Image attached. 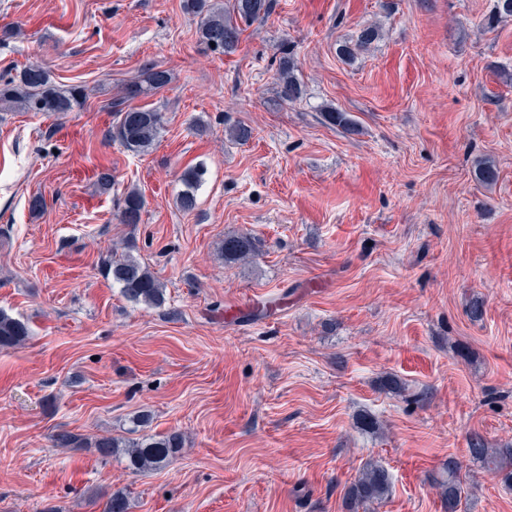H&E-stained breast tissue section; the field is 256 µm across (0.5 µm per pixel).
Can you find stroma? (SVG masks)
I'll return each mask as SVG.
<instances>
[{
	"instance_id": "1",
	"label": "stroma",
	"mask_w": 512,
	"mask_h": 512,
	"mask_svg": "<svg viewBox=\"0 0 512 512\" xmlns=\"http://www.w3.org/2000/svg\"><path fill=\"white\" fill-rule=\"evenodd\" d=\"M490 6L276 0L222 56L183 0H0V80L36 60L87 92L62 115L0 112V310L30 331L0 350V512H103L117 491L128 512H444L451 456L457 512H512V487L468 452L474 434L512 445V19L485 28ZM368 25L380 39L344 62L338 44ZM285 56L294 103L278 98ZM147 65L172 81L135 100L164 114L137 155L112 102ZM237 122L247 143L224 134ZM199 164L186 213L180 177ZM132 189L133 227L116 218ZM230 235L263 247L225 262ZM124 248L163 307L107 277ZM61 430L84 445L56 447ZM173 431L157 471L89 446ZM370 462L390 492L354 504ZM295 63L290 57H283L276 72L279 97L286 102L300 99L302 87L295 73ZM144 206L143 196L138 190L127 192L117 214L119 223L130 226L141 224ZM460 469L459 462L452 457H448V462L443 468L445 478L437 483L439 496L444 503L446 512H456L461 500L463 484L460 478Z\"/></svg>"
}]
</instances>
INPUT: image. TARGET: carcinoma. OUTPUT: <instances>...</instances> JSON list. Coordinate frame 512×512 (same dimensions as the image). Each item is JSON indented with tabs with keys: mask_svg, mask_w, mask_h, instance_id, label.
I'll use <instances>...</instances> for the list:
<instances>
[{
	"mask_svg": "<svg viewBox=\"0 0 512 512\" xmlns=\"http://www.w3.org/2000/svg\"><path fill=\"white\" fill-rule=\"evenodd\" d=\"M276 7V0H225L218 4L211 0H183V8L201 16L197 33L199 39L219 55L236 52L243 32V26L262 22L269 18ZM512 18V0H492L491 8L484 18L488 29ZM380 37V31L372 26L363 27L355 41L340 45V54L348 59L355 58ZM171 82L168 71L150 66L141 71L140 79L123 90L122 96L112 103L117 116V137L126 150L143 154L151 149L162 130L163 113L155 108L130 107L127 102L139 96L157 93ZM279 97L286 102L300 99L302 87L295 75V63L285 57L276 72ZM86 98L85 89L80 86L58 85L49 73L37 62L25 66L19 74L0 82V108L19 106L24 112L61 114L70 112ZM326 122L352 133L357 131L356 123L345 112L333 107L323 110ZM228 138L243 144L252 137L248 126L238 123L225 128ZM206 170L193 167L186 170L181 178L184 189L178 194L181 209L190 212L197 206L196 192L203 182ZM145 202L142 194L133 189L124 196L118 221L134 226L141 223ZM256 251V241L248 236H230L224 239L222 255L224 262L237 263ZM112 283L120 288L121 294L135 305L159 308L166 302L165 289L153 273L130 253L112 258L107 266ZM29 337L27 325L19 319L0 310V349L17 347ZM179 433L154 436L147 435L136 442L125 443L111 436H100L93 447L105 459L123 457L133 471L154 470L163 467L181 447ZM470 455L488 469L502 475L504 482L512 485V446L489 448L483 439L474 434L469 439ZM461 466L454 458H448L443 471L445 478L437 483L439 496L445 512H456L461 500L463 484L460 478ZM390 491V477L387 470L378 463H370L355 480L349 490L356 504L378 502Z\"/></svg>",
	"mask_w": 512,
	"mask_h": 512,
	"instance_id": "carcinoma-1",
	"label": "carcinoma"
}]
</instances>
